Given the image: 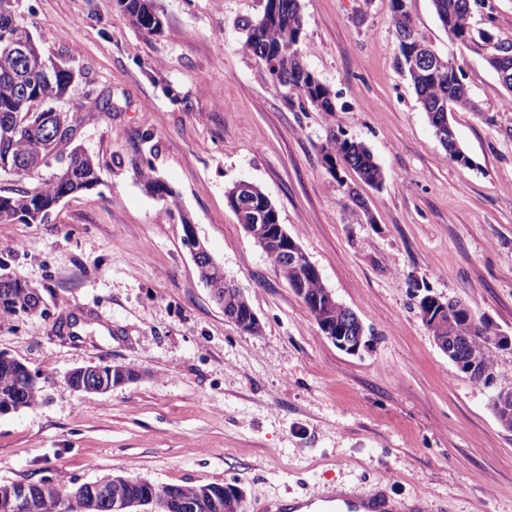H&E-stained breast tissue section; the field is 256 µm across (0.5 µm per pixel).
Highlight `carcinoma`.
Returning <instances> with one entry per match:
<instances>
[{"label":"carcinoma","mask_w":512,"mask_h":512,"mask_svg":"<svg viewBox=\"0 0 512 512\" xmlns=\"http://www.w3.org/2000/svg\"><path fill=\"white\" fill-rule=\"evenodd\" d=\"M121 9L131 18L132 23L140 30L153 34L162 28V21L154 11L151 0H118ZM437 16L448 31L449 37L464 45H470L480 51L493 45L487 62L494 68L500 63L509 66L512 74V42L494 41L493 35L483 36L479 27L472 22L473 15L469 7H482L485 0H432ZM280 10L277 17L264 10L252 18H244L237 22V27L244 36V48L259 59L273 83L285 86L298 96L305 98L319 112L333 116L336 112L331 91L320 79L306 68L302 56L310 52V47L300 44L301 56L295 57L290 52V45L298 35L302 34L304 19L300 0H279ZM392 11L398 40V62L401 70L409 77L411 84L420 100L430 122L438 126L443 113L437 110L439 102L450 100L453 107H465L471 104L465 75L461 67H448V60L434 59L432 63L422 65L412 59L415 45L421 39L414 30L410 16L406 10L405 0H392ZM18 74L17 63L7 45L0 41V172L27 178L40 170L50 167L47 160L48 147L43 140L40 128L27 125L14 129L7 117L17 111L21 98V83L14 79ZM73 82V75L58 69L56 83L51 95L45 101L43 111L51 112L58 108L59 102L68 92ZM323 149L334 152V157L323 155L339 184L344 180L339 176V169L352 170L358 179L371 187H378L382 182V174L374 162L370 150L361 142L346 137L341 131L330 130L327 143ZM67 153V178L57 176L46 182L38 191L19 190L10 195L0 194V223L17 219L27 224H45L61 197L89 190L99 183L97 164L77 145L63 146ZM42 161L38 167L35 162ZM147 193L162 200L175 197L171 189L163 181L149 173H140ZM265 254L275 270L300 296L314 317L319 328L329 324L338 336H355L360 325L352 311L338 308L327 318H320L316 313L315 299L322 292L323 283L311 279L305 272H299L287 266L283 254L268 249ZM41 300L39 292L22 279L6 277L4 286L0 288V312L30 314L36 312ZM457 326L463 327V335L452 336L448 333V318L437 322L427 320V326L434 338H441L448 343L452 362L475 383L485 386L492 383L502 370L496 351L507 348L501 338L499 329L486 318L477 316L472 309L462 304L452 312ZM235 324L242 330L253 329L252 307L249 301L237 304ZM40 391L37 385L29 380L24 373V364L5 354H0V407L11 404L30 407L37 404ZM122 496L130 502L148 501L161 495L170 500V512H181L179 501L194 494V490L208 491L203 497V504L198 512H224V485L210 483L193 486H156L154 488L138 481L128 480L121 484Z\"/></svg>","instance_id":"cac0c4a2"}]
</instances>
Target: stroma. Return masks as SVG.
Listing matches in <instances>:
<instances>
[{"label": "stroma", "instance_id": "1", "mask_svg": "<svg viewBox=\"0 0 512 512\" xmlns=\"http://www.w3.org/2000/svg\"><path fill=\"white\" fill-rule=\"evenodd\" d=\"M265 0H153L158 33L117 0H16L44 58L75 71L60 102L100 184L63 198L49 223H0V264L36 288L40 313L0 316V353L43 397L0 415V481L104 477L239 487L240 512H288L342 487L385 483L424 512H512V349L494 389L442 352L416 293L468 304L512 335V112L483 54L452 40L432 0H406L419 37L465 73L471 103L448 121L470 165L441 145L398 63L391 0H301L304 62L335 95V121L286 95L243 48L240 19ZM111 99L87 107L84 93ZM364 143L383 184L358 207L328 171L330 128ZM177 194H147L140 170ZM257 185L363 323L350 354L239 224L226 191ZM190 218L261 329L240 331L183 243ZM116 363L137 378L104 394L64 381Z\"/></svg>", "mask_w": 512, "mask_h": 512}]
</instances>
